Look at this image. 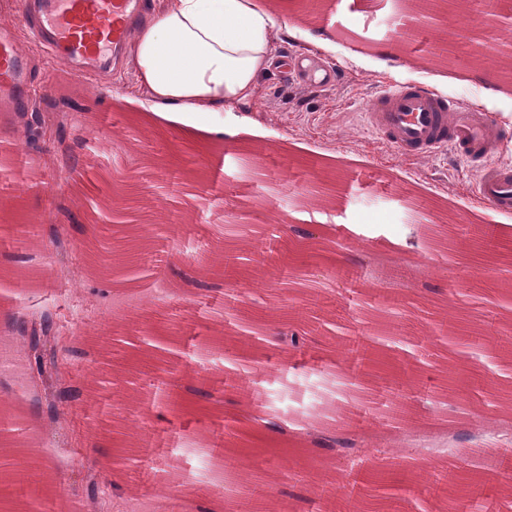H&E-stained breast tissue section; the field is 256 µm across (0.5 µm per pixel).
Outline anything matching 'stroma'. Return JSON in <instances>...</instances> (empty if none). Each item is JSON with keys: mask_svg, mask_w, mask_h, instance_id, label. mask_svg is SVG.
Returning a JSON list of instances; mask_svg holds the SVG:
<instances>
[{"mask_svg": "<svg viewBox=\"0 0 512 512\" xmlns=\"http://www.w3.org/2000/svg\"><path fill=\"white\" fill-rule=\"evenodd\" d=\"M278 19L303 29L285 38L282 57L311 52L340 80L315 89L275 69L233 132L216 135L217 116L186 112L174 124L147 115L125 94L134 74L117 58L88 83L46 58L25 30L23 0H0V24L16 28L35 62L36 95L67 96L73 111L47 117L38 147H27L19 116L0 112V346L12 342L16 312L47 309L60 344L79 342L85 358L65 365L83 383L80 405L45 428L42 412L19 398L34 361L0 362V512H152L162 486L188 489L198 502L225 504L209 477L227 462L249 472V495L235 512H376L350 497L346 462L295 465L301 433L266 435L247 456L229 451L225 418L254 399L273 403L298 425L344 414L351 428L391 442L402 433L469 432L476 421L512 420V274L494 251L473 256L471 238L501 225L512 246V214L473 196L479 168L452 159H408L371 135L360 113L379 85L409 79L497 115L512 138V18L489 32L471 0H369L365 12L337 15L336 0H275ZM87 130L76 169L61 154L70 127ZM85 229L69 232V256L84 274L77 287L56 276L49 236L61 207ZM42 228L41 285L13 289L5 254L27 252L8 234ZM112 227V251L138 245L153 260L143 273L104 284L92 256V225ZM314 230L311 266L296 257L292 227ZM206 274L219 291L197 294ZM169 284L163 310L143 301L145 277ZM313 310L316 342L303 354L276 348L279 322L299 301ZM91 303L99 323L74 331L73 302ZM190 387L229 388L234 406L203 404L159 418L153 401ZM126 435L136 462L113 464L114 437ZM459 456L424 459L399 512H446L432 492Z\"/></svg>", "mask_w": 512, "mask_h": 512, "instance_id": "1", "label": "stroma"}]
</instances>
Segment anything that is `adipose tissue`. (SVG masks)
<instances>
[{
	"mask_svg": "<svg viewBox=\"0 0 512 512\" xmlns=\"http://www.w3.org/2000/svg\"><path fill=\"white\" fill-rule=\"evenodd\" d=\"M293 33L271 0H155L152 21L128 44L135 90L168 120L178 109L243 111Z\"/></svg>",
	"mask_w": 512,
	"mask_h": 512,
	"instance_id": "1",
	"label": "adipose tissue"
}]
</instances>
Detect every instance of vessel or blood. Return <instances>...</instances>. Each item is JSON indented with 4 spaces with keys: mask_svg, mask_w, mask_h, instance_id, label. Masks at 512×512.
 I'll use <instances>...</instances> for the list:
<instances>
[{
    "mask_svg": "<svg viewBox=\"0 0 512 512\" xmlns=\"http://www.w3.org/2000/svg\"><path fill=\"white\" fill-rule=\"evenodd\" d=\"M145 0H26L25 22L59 61L78 76L110 69L129 40ZM32 88L25 54L9 27H0V112H10ZM364 121L371 133L405 156L451 152L474 163L506 144L493 113L438 95L420 82H388L370 99ZM473 195L512 213V165L481 170Z\"/></svg>",
    "mask_w": 512,
    "mask_h": 512,
    "instance_id": "obj_1",
    "label": "vessel or blood"
}]
</instances>
